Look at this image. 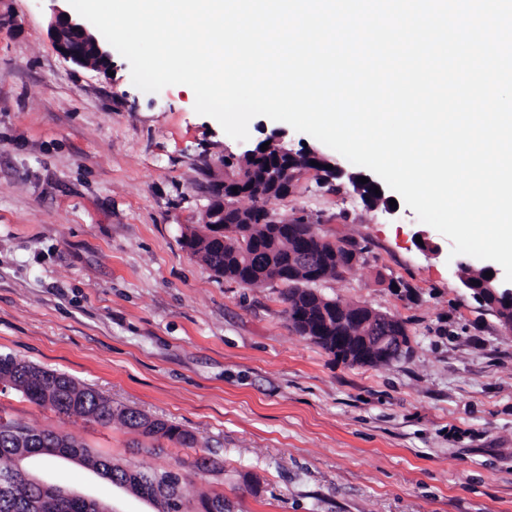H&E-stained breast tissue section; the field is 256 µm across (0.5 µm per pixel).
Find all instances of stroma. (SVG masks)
I'll use <instances>...</instances> for the list:
<instances>
[{
  "instance_id": "stroma-1",
  "label": "stroma",
  "mask_w": 512,
  "mask_h": 512,
  "mask_svg": "<svg viewBox=\"0 0 512 512\" xmlns=\"http://www.w3.org/2000/svg\"><path fill=\"white\" fill-rule=\"evenodd\" d=\"M0 15V353L199 443L61 415L6 384L1 415L177 473L231 512H512V335L463 290L449 239L311 175L273 204L361 247L321 294L406 326L399 360L346 364L293 329L279 286L219 278L186 248L240 151L189 87L143 92L118 54L110 76L66 61L47 0H0ZM200 457L218 471L196 472ZM29 469L112 512H154L80 463Z\"/></svg>"
}]
</instances>
